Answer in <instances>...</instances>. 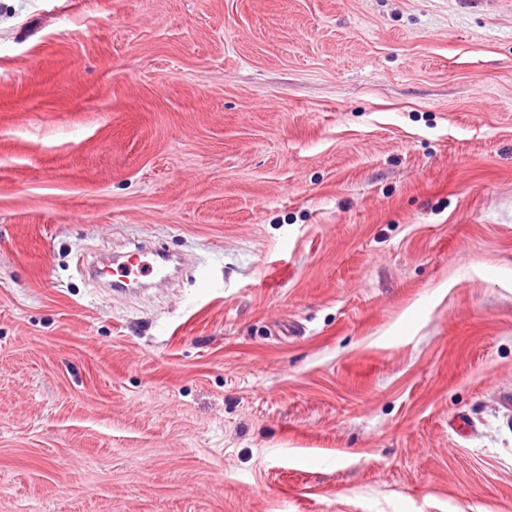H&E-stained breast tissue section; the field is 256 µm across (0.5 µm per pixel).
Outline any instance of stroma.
Here are the masks:
<instances>
[{
  "label": "stroma",
  "instance_id": "35a3bbf8",
  "mask_svg": "<svg viewBox=\"0 0 512 512\" xmlns=\"http://www.w3.org/2000/svg\"><path fill=\"white\" fill-rule=\"evenodd\" d=\"M511 396L512 0H0V512H512ZM132 255H137L135 262L117 264L116 269L112 268L111 285L114 292H125L131 283H139V276L151 278L157 284L164 283L170 277V255L146 243L137 244ZM114 276L117 278L114 279Z\"/></svg>",
  "mask_w": 512,
  "mask_h": 512
}]
</instances>
